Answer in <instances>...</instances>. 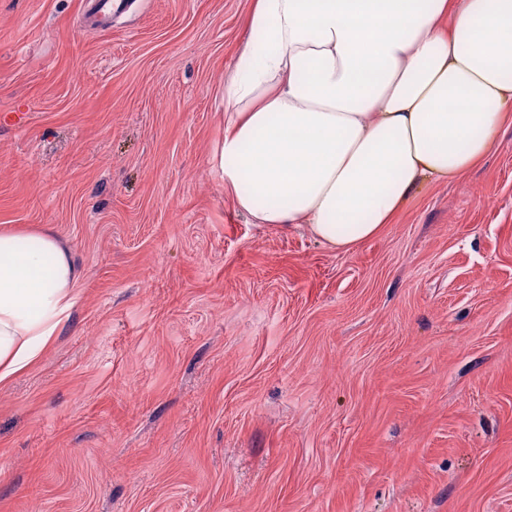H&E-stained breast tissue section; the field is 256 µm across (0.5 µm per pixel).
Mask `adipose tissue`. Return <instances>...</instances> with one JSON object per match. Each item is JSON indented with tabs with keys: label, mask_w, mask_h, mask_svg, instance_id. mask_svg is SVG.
Returning a JSON list of instances; mask_svg holds the SVG:
<instances>
[{
	"label": "adipose tissue",
	"mask_w": 512,
	"mask_h": 512,
	"mask_svg": "<svg viewBox=\"0 0 512 512\" xmlns=\"http://www.w3.org/2000/svg\"><path fill=\"white\" fill-rule=\"evenodd\" d=\"M214 163L253 223L343 251L512 125V0H255ZM79 278L49 224L0 230V383L68 322Z\"/></svg>",
	"instance_id": "obj_1"
}]
</instances>
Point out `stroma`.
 I'll return each instance as SVG.
<instances>
[{
    "label": "stroma",
    "instance_id": "stroma-1",
    "mask_svg": "<svg viewBox=\"0 0 512 512\" xmlns=\"http://www.w3.org/2000/svg\"><path fill=\"white\" fill-rule=\"evenodd\" d=\"M252 3L0 0V226L79 269L0 512H512V126L351 250L252 224L211 163ZM122 0H86L84 11L90 19L104 27L112 19V15L122 8Z\"/></svg>",
    "mask_w": 512,
    "mask_h": 512
}]
</instances>
